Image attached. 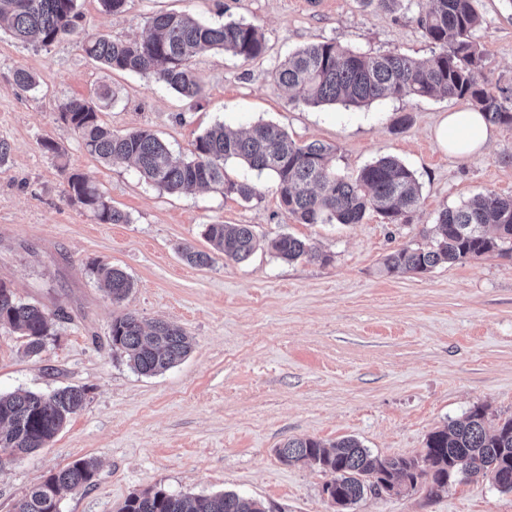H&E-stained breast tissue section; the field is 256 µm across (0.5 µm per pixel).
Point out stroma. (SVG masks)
Masks as SVG:
<instances>
[{
    "label": "stroma",
    "instance_id": "1",
    "mask_svg": "<svg viewBox=\"0 0 512 512\" xmlns=\"http://www.w3.org/2000/svg\"><path fill=\"white\" fill-rule=\"evenodd\" d=\"M127 0L123 12L77 0L78 27L114 39L146 36L149 17L186 12L205 22L259 25L266 53L244 62L221 51L192 62L205 94L189 99L153 78L112 71L86 58L75 40L49 48L0 34V279L18 300L53 316L38 355L0 327V393L43 394L79 386L81 410L45 448L0 467V512L50 473L80 459L97 464L92 486L60 494V512H118L134 494L235 492L284 512H337L323 492L331 475L287 465L290 438L325 444L357 439L379 457L423 455L428 436L474 406L490 422L512 416V260L483 256L442 264L425 275H390L384 257L424 232L443 208L482 193L512 197V126H494L487 151L448 155L436 138L454 98H386L353 107L290 101L271 74L291 52L333 41L358 53L396 50L415 60L435 50L417 17L429 0L376 9L362 0ZM475 40L488 58V86L512 84V0H478ZM38 82L25 91L17 67ZM100 122L118 133L146 128L189 155L214 124L247 130L273 122L299 142L336 149L338 174L353 177L374 160L402 161L421 184L410 223L367 212L358 224H301L283 208L276 182L228 162L226 174L249 180L244 201L219 190L169 194L130 164L90 155L59 119L72 97L96 99ZM402 129L394 124L401 116ZM58 143L61 155L41 146ZM84 175L125 212L126 224H102L69 203L64 173ZM210 224H248L265 240L289 233L329 255L328 263L284 262L257 248L238 263L215 255L207 267L184 261L178 245L202 251ZM99 262L123 269L135 286L113 303L93 276ZM163 319L193 340L189 355L154 376L113 357V318ZM349 512H512V491L490 478L456 477L446 490L366 495Z\"/></svg>",
    "mask_w": 512,
    "mask_h": 512
}]
</instances>
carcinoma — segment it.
I'll return each instance as SVG.
<instances>
[{"label": "carcinoma", "mask_w": 512, "mask_h": 512, "mask_svg": "<svg viewBox=\"0 0 512 512\" xmlns=\"http://www.w3.org/2000/svg\"><path fill=\"white\" fill-rule=\"evenodd\" d=\"M76 2L0 0V30L40 48L77 36L90 59L111 70L148 75L187 98L204 93V82L191 67L198 54L221 50L249 61L266 49L264 33L254 23L203 22L182 12L150 17L148 35L142 40H110L78 30ZM418 22L438 48L424 62L395 50L363 54L326 41L288 55L273 72V83L292 92L291 101L314 106L440 95L467 101L489 124L512 125V87L491 89L480 83L486 57L473 38L481 22L475 0H430ZM98 112V105L82 98L60 105L62 121L88 153L111 165L133 164L141 178L169 194L219 188L245 201L258 197L250 183L226 178V163L236 161L259 174H271L285 210L303 224H358L369 210L391 224H405L420 205L413 171L394 157H381L348 180L336 173L334 147L298 143L273 123H260L248 132L217 123L196 138L191 156L181 157L147 129L112 132L100 123ZM66 182L68 199L82 204L100 223H129V216L113 208L81 174L66 173ZM204 236L213 250L236 262L247 260L259 246L249 224H209ZM266 249L285 262L329 261L328 255L290 234L268 240ZM178 252L193 266L213 262L210 253L190 245L179 246ZM487 255L512 259V199L495 193L442 209L429 243L397 249L385 256L383 265L389 274L423 275L444 263ZM92 272L115 303L125 300L134 287L132 278L119 268L98 264ZM0 325L24 337L31 355L40 354L53 335L46 310L18 300L1 279ZM109 347L136 373L154 376L183 360L192 349V338L178 325L157 320L145 326L136 315L124 313L112 320ZM86 398L87 389L79 386L50 394H0V466L48 445ZM278 456L287 465L304 462L330 473L325 488L341 493L353 505L374 481L414 490L424 475L429 476L430 494L445 489L460 474L489 475L496 486L511 491L512 418L490 427L485 409L475 406L462 419L429 435L419 458H381L348 437L329 446L311 438H290L278 448ZM95 472L94 460L83 459L50 474L17 503L16 512H51L45 488H85L92 485ZM118 512H274V507L234 492L190 495L155 489L130 496Z\"/></svg>", "instance_id": "cac0c4a2"}]
</instances>
